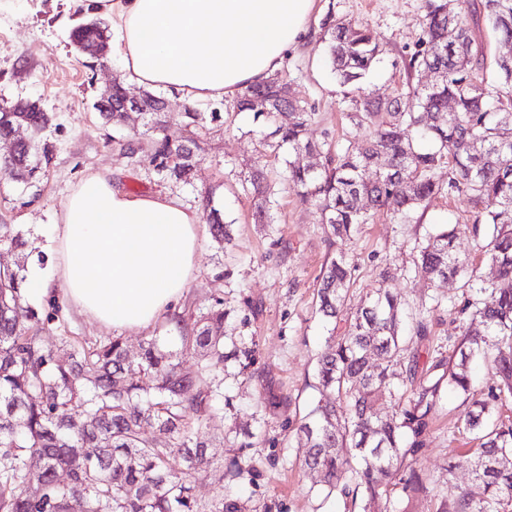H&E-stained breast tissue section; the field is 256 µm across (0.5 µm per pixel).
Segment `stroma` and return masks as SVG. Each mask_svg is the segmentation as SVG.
I'll return each instance as SVG.
<instances>
[{"label":"stroma","mask_w":512,"mask_h":512,"mask_svg":"<svg viewBox=\"0 0 512 512\" xmlns=\"http://www.w3.org/2000/svg\"><path fill=\"white\" fill-rule=\"evenodd\" d=\"M424 16V0H316L308 37L282 63L293 95L316 107L309 139L329 135L341 141L354 134L343 88L327 60L323 20L361 22L379 38L383 52L362 83L384 97L407 87L404 65L423 34ZM88 18L70 0H0V102L28 98L54 117L45 132L54 159L40 181L23 188L0 180V224L49 250L50 226L70 189L89 171L102 169L119 189L133 195L166 193L196 210L200 220H207L210 208L221 209L232 239L221 247L203 234L199 270L182 304L205 311L223 301L231 311L225 344L255 349L256 362L245 372L232 363L224 366V395L230 404L223 419L201 433L214 463L195 474L194 494L208 503L222 490L247 502L251 512H350L345 499H324L300 467L305 448L296 428L320 397L315 363L329 334L315 306L316 280L328 257L345 252L353 267L347 301L352 312L376 287L383 267L392 266L391 289L400 295L407 316L418 317L430 308L434 342L447 345L462 334L463 320L450 304L461 292L452 283L415 278L413 246L436 225L471 223L466 197L439 194L408 220L378 215L357 226L348 240L333 243L316 209L281 183L272 198L274 222L260 227L243 180L256 167L281 177L286 159L264 146V119L250 112L225 113L223 122L208 124L201 133L203 151L191 182L161 178L148 153L133 159L117 143L142 132V124L103 123L95 108L104 89L124 72L114 55L108 65L89 68L88 56L71 44L70 30ZM270 387L288 396L287 405L273 414L264 404ZM461 411L460 395L442 387L427 446L417 461L429 493L396 500L397 512H436L456 486L473 485L471 472L447 473L452 449L462 445L457 430ZM246 429L255 434L249 448L241 445ZM237 456L251 459L256 480L222 477V465Z\"/></svg>","instance_id":"35a3bbf8"}]
</instances>
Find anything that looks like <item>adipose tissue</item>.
<instances>
[{
    "instance_id": "adipose-tissue-1",
    "label": "adipose tissue",
    "mask_w": 512,
    "mask_h": 512,
    "mask_svg": "<svg viewBox=\"0 0 512 512\" xmlns=\"http://www.w3.org/2000/svg\"><path fill=\"white\" fill-rule=\"evenodd\" d=\"M112 16L129 81L221 99L265 81L307 37L315 0H73ZM50 270L29 268L27 300L56 298L89 320L141 331L181 300L198 269L197 213L167 195L132 196L88 173L50 228Z\"/></svg>"
}]
</instances>
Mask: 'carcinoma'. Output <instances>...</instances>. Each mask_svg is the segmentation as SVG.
I'll return each instance as SVG.
<instances>
[{"label":"carcinoma","mask_w":512,"mask_h":512,"mask_svg":"<svg viewBox=\"0 0 512 512\" xmlns=\"http://www.w3.org/2000/svg\"><path fill=\"white\" fill-rule=\"evenodd\" d=\"M482 9L498 41L512 43V0H483ZM425 10L423 37L406 63L408 80L432 66L443 78L430 85L419 81L386 99L360 86L382 52L373 33L362 24L324 23L332 70L350 87L348 117L367 137L340 148L331 139H306L315 106L288 100V79L280 72L275 85L265 80L244 88L232 109L269 118L268 146L288 152L285 181L315 207L328 237L344 240L381 212L407 219L431 197L461 192L476 209L471 233L495 272V301L485 305L478 298L485 288L455 250L457 226L441 225L416 246L417 275L458 281L467 293L455 309L468 327L451 354L422 370L419 354H402L400 300L388 288L390 271L383 270L378 286L340 327L351 269L341 253L326 262L316 289L318 312L332 324L316 363L325 397L297 426L307 448L303 469L315 476L325 498L359 499L363 512H390L396 494L412 500L427 493L416 457L446 383L463 396L459 429L477 442L453 449L448 471L470 470L484 497L460 488L440 512H512V416H495L512 403V60L496 54L494 80L478 76L487 54L467 20L448 8V0H425ZM105 29L100 21L82 25L71 41L89 43ZM162 100L153 92L143 98L148 144L135 137L119 144L131 155L148 149L159 175L188 183L200 150L197 129L221 121L224 106L206 114L188 106V136L174 143L164 135ZM284 104L288 111H279ZM51 122L29 100L0 105V138L20 126L30 133L12 159L0 161L1 174L27 185L46 172L53 145L40 135ZM308 153L321 156L318 170L303 168ZM442 168L448 169L446 187L436 180ZM246 183L258 200L256 223H272L265 172L251 171ZM210 233L219 244L231 239L216 208ZM0 245L17 250L26 243L1 224ZM23 271L20 263L0 268V512H246L240 500L224 497L222 487L208 508L191 485L193 471L213 464L199 430L223 419L219 372L228 361L242 372L254 364L253 349H226L224 323L231 312L223 303L199 317L189 309L174 314L178 354L164 349L157 336L136 355L120 337L81 342L64 336L59 346L47 347L42 334L59 322L60 307L51 302L42 312L28 306ZM430 336V321L422 317L413 342L423 346ZM181 353L197 356L196 370H183ZM477 354L489 360L495 377L480 391L468 370ZM388 402L394 412L380 414L378 406ZM146 426L162 441L144 437Z\"/></svg>","instance_id":"carcinoma-1"}]
</instances>
